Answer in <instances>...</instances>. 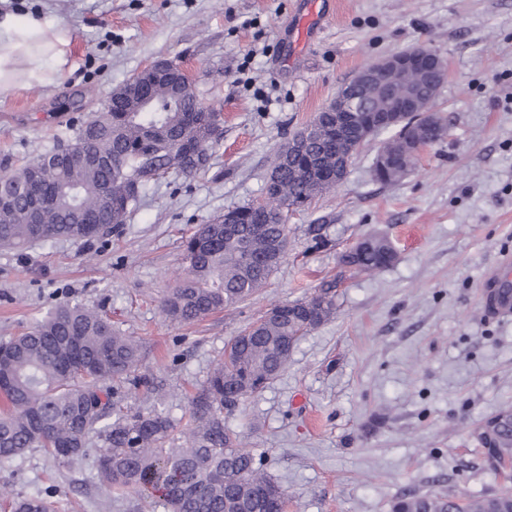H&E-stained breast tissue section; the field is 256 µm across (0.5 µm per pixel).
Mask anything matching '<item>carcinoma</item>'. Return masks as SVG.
<instances>
[{"instance_id":"1","label":"carcinoma","mask_w":512,"mask_h":512,"mask_svg":"<svg viewBox=\"0 0 512 512\" xmlns=\"http://www.w3.org/2000/svg\"><path fill=\"white\" fill-rule=\"evenodd\" d=\"M132 81L163 111L138 112V98L113 91L102 111L92 115L72 147L74 162L58 149L41 151L18 168L0 173V247L23 250L51 239L89 241L126 222L142 192L173 169L184 175L205 173L219 139L212 137L216 111L190 118L196 97L177 92V73L144 69ZM326 127L309 142L287 139L275 153L274 195L262 211L248 203L229 210L232 228L218 215L197 225L183 240L184 274L163 301V311L180 323H193L240 304L263 287L287 255L288 224L279 208H305L319 195L318 173L336 171V114L321 111ZM50 170L46 191L51 203L41 224L29 222L27 199L34 172ZM112 185V201L103 190ZM387 240L371 248L353 247L341 260L364 272L393 261ZM318 307L312 322L306 308ZM336 310L335 285L327 283L310 297L278 304L266 321L232 337L206 384L193 396L189 419L175 444L174 420L158 407L128 412L114 399L117 388H161L139 372L141 345L112 328L95 309L63 303L34 326L0 344V461L30 448H44L60 464L84 455L88 437L103 441L98 457L100 483L107 489L144 492L168 512H273L266 496L284 495L250 449L224 424V409L259 394L288 368V337L305 336ZM495 447L487 450L496 470L512 465V408L501 411ZM13 512H53L45 498H16ZM392 512H512V491L460 499L408 494Z\"/></svg>"}]
</instances>
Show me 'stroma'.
Returning <instances> with one entry per match:
<instances>
[{"label":"stroma","instance_id":"stroma-1","mask_svg":"<svg viewBox=\"0 0 512 512\" xmlns=\"http://www.w3.org/2000/svg\"><path fill=\"white\" fill-rule=\"evenodd\" d=\"M300 2L0 0V14L71 32L54 82L0 103V171L68 143L113 89L160 58L178 60L224 120L212 168L165 174L116 231L0 249V342L64 302L100 310L141 343L140 370L163 384L182 426L233 336L331 281L334 315L226 419L282 486L288 512H391L409 492L512 487L479 439L512 406V316L482 304L485 276L512 255V0H316L319 24L289 61ZM420 45L448 64L435 101L448 135L391 184L373 174L378 144L364 147L340 185L289 211L288 255L263 288L192 324L166 317L192 228L260 201L280 143L360 69ZM375 233L396 250L389 266L365 274L341 263ZM101 446L91 439L64 466L28 449L0 463V485L49 494L55 512H153L136 491L100 484Z\"/></svg>","mask_w":512,"mask_h":512}]
</instances>
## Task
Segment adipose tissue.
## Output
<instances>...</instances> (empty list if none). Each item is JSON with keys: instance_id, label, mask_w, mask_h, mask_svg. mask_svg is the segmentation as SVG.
Returning a JSON list of instances; mask_svg holds the SVG:
<instances>
[{"instance_id": "obj_1", "label": "adipose tissue", "mask_w": 512, "mask_h": 512, "mask_svg": "<svg viewBox=\"0 0 512 512\" xmlns=\"http://www.w3.org/2000/svg\"><path fill=\"white\" fill-rule=\"evenodd\" d=\"M68 30L33 18L0 17V101L26 88L30 81L51 80L47 63L63 68Z\"/></svg>"}]
</instances>
